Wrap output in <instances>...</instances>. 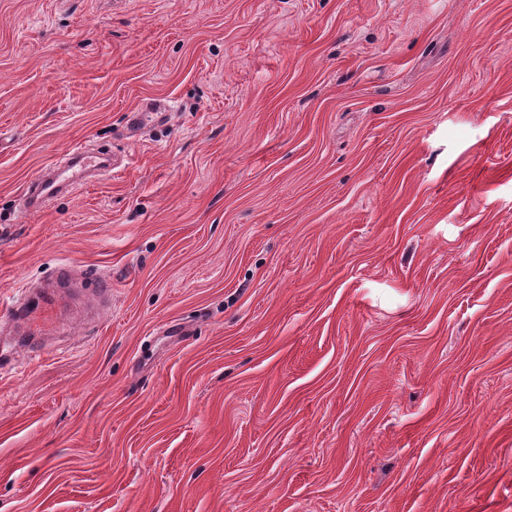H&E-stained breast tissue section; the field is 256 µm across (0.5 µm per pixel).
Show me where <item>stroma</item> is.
<instances>
[{
    "label": "stroma",
    "mask_w": 512,
    "mask_h": 512,
    "mask_svg": "<svg viewBox=\"0 0 512 512\" xmlns=\"http://www.w3.org/2000/svg\"><path fill=\"white\" fill-rule=\"evenodd\" d=\"M0 512H512V0H0ZM68 155H74L71 161L63 158L64 165L50 169L27 184L24 195L30 207L35 210L44 209L64 189H72L87 182L90 170H111L109 174H112V164L109 161L101 162L99 155H88L78 148L73 149Z\"/></svg>",
    "instance_id": "obj_1"
}]
</instances>
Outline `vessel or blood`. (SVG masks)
Segmentation results:
<instances>
[{
	"label": "vessel or blood",
	"instance_id": "obj_1",
	"mask_svg": "<svg viewBox=\"0 0 512 512\" xmlns=\"http://www.w3.org/2000/svg\"><path fill=\"white\" fill-rule=\"evenodd\" d=\"M111 163L102 162L100 156L75 152L71 160L64 165L51 169L30 181L24 194L30 207L41 210L58 194L68 188H75L87 180L89 171L111 170Z\"/></svg>",
	"mask_w": 512,
	"mask_h": 512
}]
</instances>
